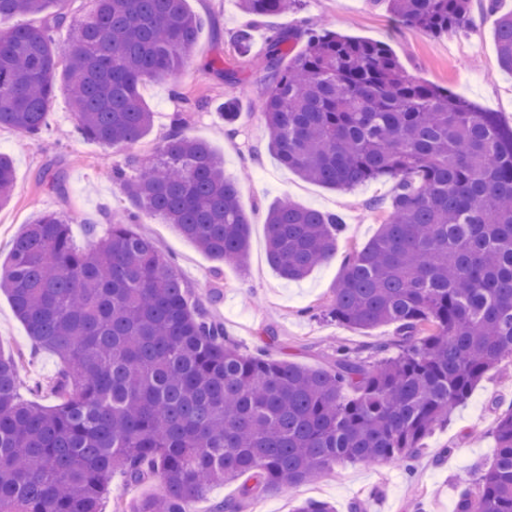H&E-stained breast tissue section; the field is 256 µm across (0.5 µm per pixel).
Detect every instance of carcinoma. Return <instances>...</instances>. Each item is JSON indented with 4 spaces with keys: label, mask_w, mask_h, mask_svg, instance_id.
Returning <instances> with one entry per match:
<instances>
[{
    "label": "carcinoma",
    "mask_w": 512,
    "mask_h": 512,
    "mask_svg": "<svg viewBox=\"0 0 512 512\" xmlns=\"http://www.w3.org/2000/svg\"><path fill=\"white\" fill-rule=\"evenodd\" d=\"M58 0H0V128L38 136L63 89L78 131L104 147L143 139L154 113L140 87L180 70L201 20L185 0H94L57 45ZM300 0H239L257 19ZM471 0H384L400 25L430 36L472 27ZM499 66L512 73V12L497 19ZM249 55L253 27L232 36ZM261 110L268 146L303 179L350 191L392 181L377 233L345 261L326 317L396 327L398 353L366 363L336 348L329 369L241 352L135 225L160 217L211 258L240 266L250 220L239 182L210 146L176 127L128 174L136 209L87 251L71 217L45 212L14 240L0 290L27 335L61 368L55 404L21 399L17 361L0 355V512H99L112 472L162 492L132 512H193L208 490L243 476L240 512L345 461L407 463L484 375L512 358V124L409 75L390 47L327 25L267 38ZM13 160L0 153V205ZM343 220L283 199L266 217L267 261L288 279L336 255ZM490 467L455 512H512V410L500 414Z\"/></svg>",
    "instance_id": "cac0c4a2"
}]
</instances>
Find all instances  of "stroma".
<instances>
[{
	"mask_svg": "<svg viewBox=\"0 0 512 512\" xmlns=\"http://www.w3.org/2000/svg\"><path fill=\"white\" fill-rule=\"evenodd\" d=\"M487 4L488 0H472L473 28L434 37L398 25L384 7L368 0H302L293 12L262 19L254 30V56L248 60L238 57L232 43L234 32L248 21L237 0H186L187 8L202 20L194 55L176 74L141 86L154 123L132 150H112L84 138L75 128L62 90L50 102L46 134L24 141L15 131L0 129V150L11 154L15 170L13 199L0 209V272L6 268L16 235L43 211L69 215L74 245L88 249L107 232L110 216L128 207L112 182L113 165L125 163L131 155L146 159L178 126L223 156L226 174L239 178L241 205L251 221L248 262L242 267L218 263L157 217L139 225V232L169 256L175 271L201 296L208 313L241 350L264 347L274 358L310 368L329 367L340 344L371 359L374 346L395 340L394 326L350 329L328 320L325 312L347 256L377 232L392 184L370 182L349 193L337 192L304 181L281 164L268 148L256 94L264 79L258 57L271 31L323 21L338 32L386 42L409 74L512 122V74L500 69L494 41L497 18L512 12V0H499L493 11ZM219 56L225 66L236 70V84L225 83L209 69V62ZM230 95L238 96L240 113L234 130L228 131L214 106ZM191 98L207 99L210 106L189 107ZM53 177L60 182L55 189L48 186ZM283 197L340 214L344 221L333 261L299 281L281 277L266 258L265 215ZM0 352L24 365L34 380L22 389L23 399L53 405L44 384L57 372L59 360L32 344L8 297L1 293ZM510 409L512 359L507 358L485 375L466 403L453 410L447 424L425 439V449L412 468L345 463L290 491L261 495L246 512H294L307 499L329 502L336 512H454L463 482L490 466L496 452L495 422ZM160 489L156 478L130 484L123 474H113L100 512H114L118 506L127 512Z\"/></svg>",
	"mask_w": 512,
	"mask_h": 512,
	"instance_id": "35a3bbf8",
	"label": "stroma"
}]
</instances>
